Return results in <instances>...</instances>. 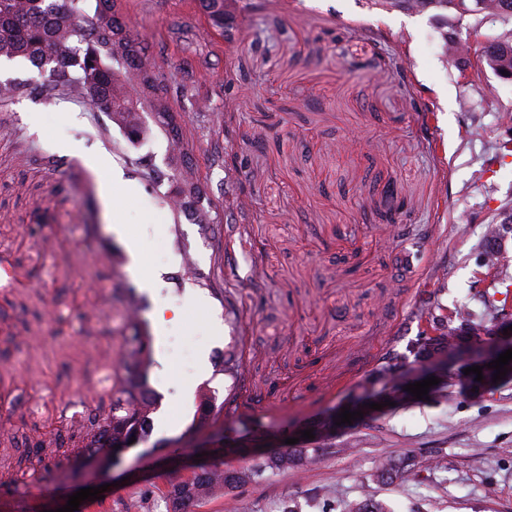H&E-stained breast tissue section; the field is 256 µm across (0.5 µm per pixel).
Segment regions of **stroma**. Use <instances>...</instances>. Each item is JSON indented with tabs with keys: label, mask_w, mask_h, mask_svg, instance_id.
<instances>
[{
	"label": "stroma",
	"mask_w": 512,
	"mask_h": 512,
	"mask_svg": "<svg viewBox=\"0 0 512 512\" xmlns=\"http://www.w3.org/2000/svg\"><path fill=\"white\" fill-rule=\"evenodd\" d=\"M121 12L170 83L209 102L172 99L201 203L219 220L170 209L176 182L154 113L140 115L150 139L133 145L107 113L70 98L45 107L35 68L0 70L24 85L0 103V258L13 268L0 270L10 329L0 384L11 389L0 400V512H56L101 485L85 512H172L166 469L234 431L303 428L345 404L387 351L415 338L419 298L437 290L453 306L512 290V267L492 276L480 265L488 224L512 202V129L499 118L512 84L498 83L492 103L484 78L461 79L429 15L366 0H238L228 44L206 34L195 0H122ZM100 158L134 189L116 214ZM133 244L153 289L137 286ZM132 298L151 337L149 432L120 466L46 473L55 433L108 398ZM162 305L179 319L159 323ZM177 336L195 347L183 366L168 350ZM239 341L237 412L221 433L191 430L201 394L227 395L224 354ZM26 435L41 440L44 467L19 465ZM332 444L321 463L197 512H341L368 494L394 512H512V382L389 411ZM435 448L430 478L368 479L388 459Z\"/></svg>",
	"instance_id": "obj_1"
}]
</instances>
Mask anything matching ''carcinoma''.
Here are the masks:
<instances>
[{
  "label": "carcinoma",
  "mask_w": 512,
  "mask_h": 512,
  "mask_svg": "<svg viewBox=\"0 0 512 512\" xmlns=\"http://www.w3.org/2000/svg\"><path fill=\"white\" fill-rule=\"evenodd\" d=\"M87 0H0V60H23L44 76L42 98L51 104L67 96L76 99L93 111L106 112L112 122L127 137L142 142L148 139L149 130L142 127L138 113L131 105L153 104L152 91L169 96L164 76L156 73V63L146 43L136 38L116 8V0H95L94 16L87 19ZM209 25L225 41L232 42L230 30L224 29V16L228 10L216 8L217 0H198ZM375 6H390L406 12L431 13V18L444 32L448 60L463 71L469 63L470 46L460 41L456 28L466 18L478 24L487 17L500 21L502 31L486 44L482 53L483 63L491 72L503 71L498 77L502 82H512V0H368ZM157 116L163 126L172 152L180 159L174 178L179 184L171 200L172 210L181 214L189 211L198 224L214 223V216L205 207H198L189 193L198 191L194 168L185 158L190 154L189 142L183 138L176 122L170 100L158 105ZM456 316L482 321L466 304L453 309L430 297L422 300L418 313V333L403 352L390 351L383 360L386 365L416 361L418 355L432 341L431 332L448 319V312ZM132 337L138 346L126 354L121 363L122 374L112 384L109 404H100L88 411L78 430L70 436H58L59 447L74 443L79 447L64 455L66 462L79 459L81 451L101 454L114 446H129L130 438L142 439L150 425V412L154 396L147 384V371L151 361L150 336L134 329ZM224 375L237 387L241 378V364L236 352L224 356ZM238 395L232 394L224 403L216 405L205 398L197 410L194 425L203 427L225 410L231 411ZM326 452L325 446L300 448L288 454L274 451L261 461L241 467L224 466L202 474L186 475L170 484L167 498L173 502V512H189L207 498L227 487L238 488L259 483L269 471L286 470L301 460L305 464L319 462ZM432 458L421 457L415 463L400 458L375 477H396L408 482L419 469H429ZM342 512H389L386 505L371 497L359 503H346Z\"/></svg>",
  "instance_id": "1"
}]
</instances>
